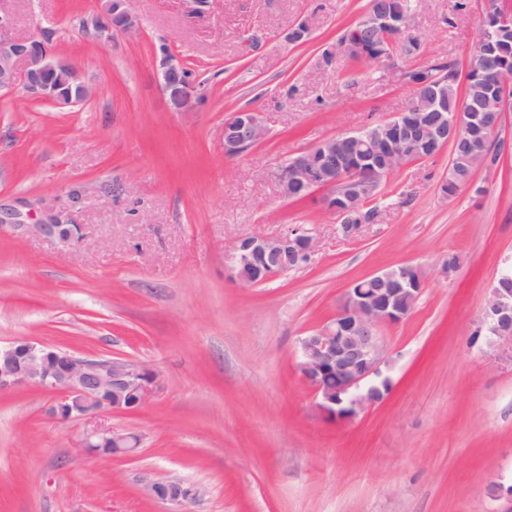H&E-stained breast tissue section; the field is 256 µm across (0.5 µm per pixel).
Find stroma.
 Returning <instances> with one entry per match:
<instances>
[{"label":"stroma","mask_w":512,"mask_h":512,"mask_svg":"<svg viewBox=\"0 0 512 512\" xmlns=\"http://www.w3.org/2000/svg\"><path fill=\"white\" fill-rule=\"evenodd\" d=\"M368 0H135L137 35L106 45L82 21L99 0H10L16 38H48L93 96L60 108L0 92V343L35 339L87 358L154 368L161 391L93 423L49 413L36 388L0 392V512H512V347L474 341L489 286L512 255V107L495 163L444 196L448 152L383 180L377 216L345 236L322 192L280 194L278 165L321 140L392 118L404 71L467 64L479 0H417L419 55L348 74L323 54ZM307 22L309 38L282 32ZM167 44L203 101L170 111ZM260 112L266 140L224 156L222 127ZM59 224L70 232H37ZM310 229L308 266L258 286L229 279L238 238ZM459 258L452 273L441 261ZM422 269L412 314L383 326L394 389L345 423L325 421L296 370L300 340L350 285L391 266ZM134 432L131 457L88 458L90 427ZM202 487L183 505L145 487Z\"/></svg>","instance_id":"obj_1"}]
</instances>
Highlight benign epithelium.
I'll list each match as a JSON object with an SVG mask.
<instances>
[{"mask_svg":"<svg viewBox=\"0 0 512 512\" xmlns=\"http://www.w3.org/2000/svg\"><path fill=\"white\" fill-rule=\"evenodd\" d=\"M480 20L492 17L501 24L496 35L502 37L512 30V12L499 6L500 0H482ZM368 26L383 34V42L372 46L362 40L338 39L335 53H373L379 62L393 60L392 46L400 42L408 48L418 41L410 35L408 22L389 13H381L367 21ZM12 25L11 12L0 6V91L23 89L29 96L45 99L60 108L76 106L91 97L92 91L78 68L56 57L48 41L36 38L17 39L8 35ZM138 17L133 0H100L99 9L85 21V33L100 42L112 43L137 31ZM74 73L77 85L64 89L52 79L59 69ZM161 93L177 112L195 108L197 90L177 82L185 69L182 60L162 49L159 60ZM429 106L439 116L409 106L392 119L373 129L341 133L320 141L277 168L275 178L282 197L288 199L293 190L304 189L310 195L326 191L324 206L343 218L361 207L354 204L344 210L330 205L332 198H346L360 185L371 190L376 174L361 175L342 152L348 140H359L367 150L383 158L379 169L391 172L407 161L410 154L422 158L435 146L445 149L463 133L478 127L493 139L499 132L503 112L512 99L503 92L498 111L480 112L469 104L465 112H448L447 98L440 86L425 89ZM268 135L261 113L236 112L224 122L222 140L224 156L235 158L263 141ZM316 251V239L302 227L291 229L276 238L242 237L232 247L227 268L229 277L240 283L256 286L288 272L284 266H256L258 256L280 258L296 254L310 262ZM412 267L399 271L370 275L375 288H349L336 313L328 321L300 341L296 369L312 390L315 408L329 422L348 421L383 403L392 392L394 382L387 373L389 360L380 336L384 324H396L409 317L422 289L412 287ZM479 328L496 335L497 340H512V302L499 288L491 290L481 312ZM334 373L339 385L336 394L324 389L323 379ZM33 387L54 394L49 412L61 420H89L109 412L132 411L153 400L159 392L155 370L122 358L90 359L58 350L38 340H14L0 346V391ZM90 455L102 449L111 454L132 456L138 451V439L126 432L93 430L81 441ZM148 494L163 501L182 504L198 499L202 491L174 480L151 483Z\"/></svg>","mask_w":512,"mask_h":512,"instance_id":"benign-epithelium-1","label":"benign epithelium"}]
</instances>
